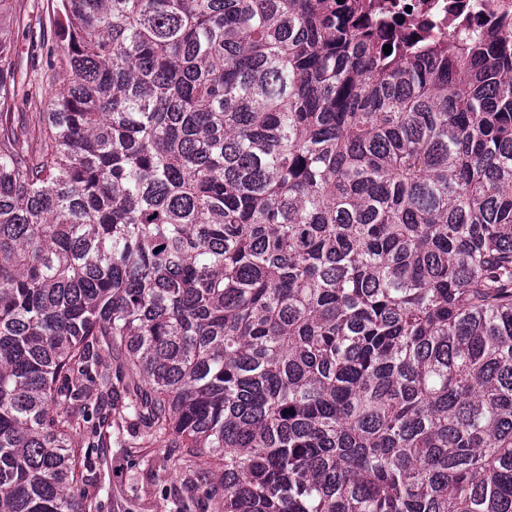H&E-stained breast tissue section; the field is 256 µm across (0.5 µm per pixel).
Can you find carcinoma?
<instances>
[{"label":"carcinoma","mask_w":512,"mask_h":512,"mask_svg":"<svg viewBox=\"0 0 512 512\" xmlns=\"http://www.w3.org/2000/svg\"><path fill=\"white\" fill-rule=\"evenodd\" d=\"M49 24L30 119L0 24V512H95L114 444L177 449V512H512V28L387 55L360 0Z\"/></svg>","instance_id":"cac0c4a2"}]
</instances>
